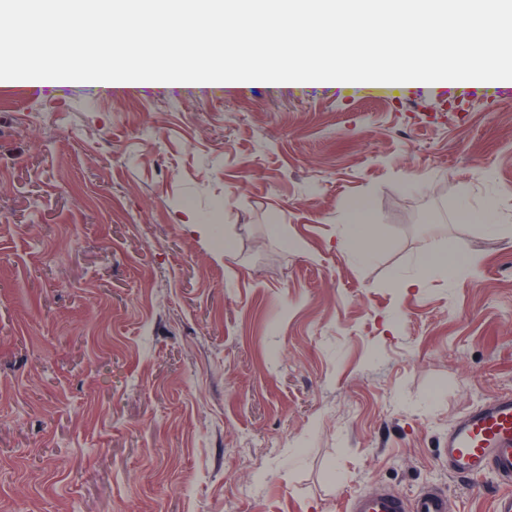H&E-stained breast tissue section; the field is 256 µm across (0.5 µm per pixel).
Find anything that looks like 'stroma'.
Masks as SVG:
<instances>
[{
	"instance_id": "stroma-1",
	"label": "stroma",
	"mask_w": 512,
	"mask_h": 512,
	"mask_svg": "<svg viewBox=\"0 0 512 512\" xmlns=\"http://www.w3.org/2000/svg\"><path fill=\"white\" fill-rule=\"evenodd\" d=\"M132 88L0 104V512H493L437 445L512 393V81ZM427 237L476 264L397 288ZM463 222H476L486 224L490 230H496L498 224L501 223V215L497 206L491 202L485 204L478 211L466 210L460 215ZM350 222L353 224L345 225L340 244L356 254L366 256L369 252V243L375 234L367 207L362 204L355 206L354 212H351ZM346 512H448V494L439 487H425L414 496L379 485L351 496Z\"/></svg>"
}]
</instances>
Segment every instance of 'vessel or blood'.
<instances>
[{"label":"vessel or blood","mask_w":512,"mask_h":512,"mask_svg":"<svg viewBox=\"0 0 512 512\" xmlns=\"http://www.w3.org/2000/svg\"><path fill=\"white\" fill-rule=\"evenodd\" d=\"M437 461L454 478L490 472L500 483L512 484V395L484 402L459 418L440 440ZM345 512H448V495L431 486L407 497L379 485L351 496Z\"/></svg>","instance_id":"1"}]
</instances>
